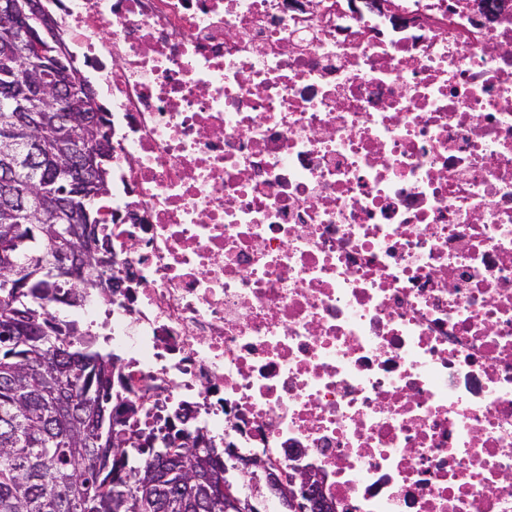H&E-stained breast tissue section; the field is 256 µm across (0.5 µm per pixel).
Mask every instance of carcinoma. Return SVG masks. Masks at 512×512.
Listing matches in <instances>:
<instances>
[{
  "instance_id": "obj_1",
  "label": "carcinoma",
  "mask_w": 512,
  "mask_h": 512,
  "mask_svg": "<svg viewBox=\"0 0 512 512\" xmlns=\"http://www.w3.org/2000/svg\"><path fill=\"white\" fill-rule=\"evenodd\" d=\"M21 26L0 28V164L26 151L16 140L14 101L28 103L41 147L34 158L0 183V512H224V449L207 439L209 454L194 448L205 433L166 421L164 429L132 430L131 404L112 392L118 358L102 352L80 326L55 315L56 304H76L73 282L53 270L64 260L83 269L81 287L110 281L112 259L102 260L103 240L94 222L96 188L91 163L62 167L84 141L65 132L51 98L31 84L44 63L26 51ZM75 60L56 64L61 90L76 113L84 92L68 89ZM72 223L76 240H53V214ZM185 440L174 451L122 447L126 436Z\"/></svg>"
}]
</instances>
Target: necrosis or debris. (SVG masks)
Listing matches in <instances>:
<instances>
[{
    "label": "necrosis or debris",
    "instance_id": "obj_1",
    "mask_svg": "<svg viewBox=\"0 0 512 512\" xmlns=\"http://www.w3.org/2000/svg\"><path fill=\"white\" fill-rule=\"evenodd\" d=\"M394 3L62 0L120 285L60 314L131 424L320 468L336 512H512V0Z\"/></svg>",
    "mask_w": 512,
    "mask_h": 512
}]
</instances>
